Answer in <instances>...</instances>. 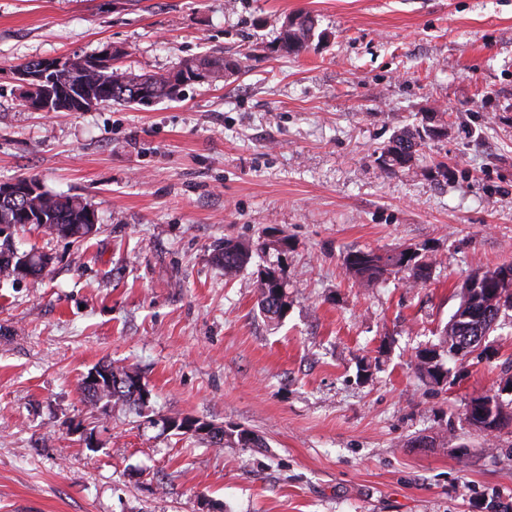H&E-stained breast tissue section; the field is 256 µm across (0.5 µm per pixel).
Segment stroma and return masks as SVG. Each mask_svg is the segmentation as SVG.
Returning <instances> with one entry per match:
<instances>
[{"mask_svg":"<svg viewBox=\"0 0 512 512\" xmlns=\"http://www.w3.org/2000/svg\"><path fill=\"white\" fill-rule=\"evenodd\" d=\"M301 14L315 36L282 55ZM107 45L138 71L212 51L232 69L148 105L25 106L15 66ZM425 113L445 136L386 174L383 147ZM22 174L98 231L12 228L52 263L0 281V512H512V427L464 420L473 396L512 399V312L487 357L440 356L447 385L416 366L470 274L512 263V0H0V182ZM261 238L236 275L213 259ZM399 245L434 261L427 287L343 266ZM271 265L275 322L255 288ZM106 362L139 373L146 407L83 401ZM169 415L265 445L154 427ZM287 18L289 19L290 17L284 19L277 32L275 47L283 55L299 56L307 49L314 36L313 22L306 17L299 25L285 27V20ZM275 274L278 275L277 278L272 277ZM256 288L260 311L270 320H280L288 309L287 283L281 269L268 267L261 270L256 280ZM273 290H276V294H273ZM195 421L199 423V426H202L201 432L206 431L207 433L204 436L210 445L214 447H224V440L226 443H232L242 446L248 447H263V443L259 440L255 435L248 430H233L231 429L229 432L224 430L223 426H219L207 421H203L197 418H193Z\"/></svg>","mask_w":512,"mask_h":512,"instance_id":"1","label":"stroma"}]
</instances>
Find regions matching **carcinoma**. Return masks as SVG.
Instances as JSON below:
<instances>
[{
  "mask_svg": "<svg viewBox=\"0 0 512 512\" xmlns=\"http://www.w3.org/2000/svg\"><path fill=\"white\" fill-rule=\"evenodd\" d=\"M314 36L313 22L309 18L296 26H280L276 36V50L287 56H298L307 49ZM127 55L119 47L113 48V55L102 64H95L97 56L75 57L76 65L61 70H48L47 60H28L19 67L45 73L42 93L47 98L49 112H71L80 103L94 99L104 104H147L155 99L171 98L177 95L175 88L186 81L202 78L217 80L230 69L229 63L217 52H210L198 58L185 61L175 73L138 74L118 64ZM439 127L434 117L425 116L421 125L412 129L404 128L395 132L379 157L382 168L389 174L404 169L416 159L421 141L434 138L433 129ZM91 206L78 197L54 194L45 189L34 195L26 192L12 198H0V224H22L26 213L36 216V223L53 233L58 227H69L72 238L86 239L81 232L89 219ZM265 248L260 242L226 241L224 249L215 255L216 262L224 266V274L231 276L245 267L252 254ZM346 271L356 282L369 286L390 275H402L411 288L424 287L430 280L434 263L422 256L418 249L405 247L380 253L374 249L357 250L343 257ZM512 271V264L475 272L480 277L485 299L489 305L483 308L458 307L444 329L443 343L457 337L487 336L498 326L500 315L493 312L490 302L496 299L499 288L498 276L503 270ZM260 311L270 320H280L288 309L287 283L281 276V269L268 267L260 271L256 280ZM419 369L437 383L448 378V370L436 361L425 359V353L417 354ZM101 378H110L111 385L98 387L81 378L78 390L83 399L92 407L107 413V408L128 403L141 404V392L132 389L130 379L137 373L129 368L102 363L94 367ZM496 399L490 394H481L470 400L471 415L479 416L499 430L512 422V402L497 406L496 410L485 407L486 402ZM206 431L205 439L213 446L222 448L224 443L248 447H263V443L248 430H224V427L199 421Z\"/></svg>",
  "mask_w": 512,
  "mask_h": 512,
  "instance_id": "cac0c4a2",
  "label": "carcinoma"
}]
</instances>
